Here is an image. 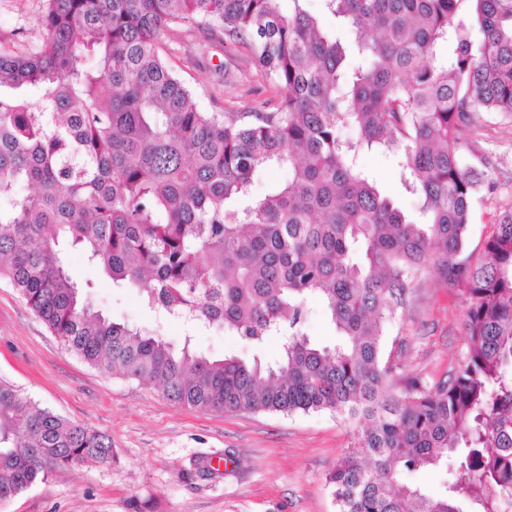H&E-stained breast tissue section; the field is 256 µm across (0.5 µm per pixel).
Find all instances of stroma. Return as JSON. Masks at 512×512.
I'll return each instance as SVG.
<instances>
[{
  "label": "stroma",
  "mask_w": 512,
  "mask_h": 512,
  "mask_svg": "<svg viewBox=\"0 0 512 512\" xmlns=\"http://www.w3.org/2000/svg\"><path fill=\"white\" fill-rule=\"evenodd\" d=\"M43 0H0V43L22 50L41 44ZM162 54L206 112L273 109L279 90L256 72L244 46L217 29L179 26ZM472 139L488 157L496 182L480 194L468 248L482 254L492 220L512 207V120L480 114ZM361 168L410 217L418 199L381 150L359 154ZM71 273L93 306L112 320L158 332L175 347L191 343L208 356L274 361L276 341L254 347L214 328H193L140 305L132 288L114 287L80 250L66 247ZM465 300L427 274L387 329L384 352L404 374L440 378L464 352ZM0 379L54 413L106 434L111 462L54 471L0 512H337L325 476L353 442L358 424L327 412L213 413L168 400L158 386L98 371L68 352L26 302L0 279ZM210 476L187 478L193 460Z\"/></svg>",
  "instance_id": "stroma-1"
}]
</instances>
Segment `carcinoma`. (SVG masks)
Instances as JSON below:
<instances>
[{"mask_svg": "<svg viewBox=\"0 0 512 512\" xmlns=\"http://www.w3.org/2000/svg\"><path fill=\"white\" fill-rule=\"evenodd\" d=\"M44 2L39 47L0 44V278L66 350L194 409L362 424L326 475L337 512H512V209L474 257L471 211L494 179L463 164L479 113L512 118V0H323L351 45L303 0ZM177 25L248 48L275 109L201 111L160 51ZM372 148L405 170L421 222L359 167ZM269 168L288 177L254 194ZM64 242L151 310L279 338V359L213 360L113 321L82 298ZM431 268L464 297L468 335L437 380L382 347ZM310 295L333 346L303 330ZM111 459L107 436L0 380V505ZM427 467L458 472L446 495L399 484Z\"/></svg>", "mask_w": 512, "mask_h": 512, "instance_id": "cac0c4a2", "label": "carcinoma"}]
</instances>
